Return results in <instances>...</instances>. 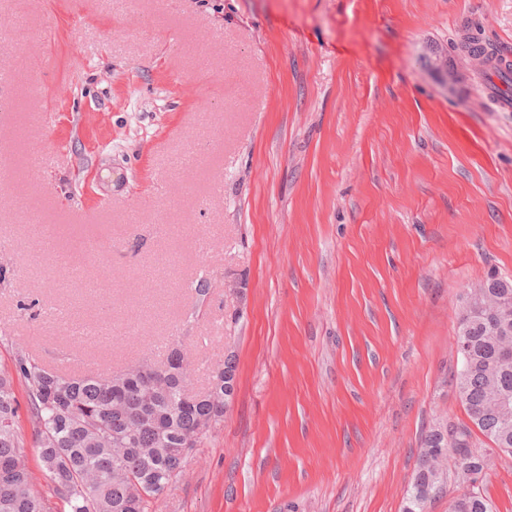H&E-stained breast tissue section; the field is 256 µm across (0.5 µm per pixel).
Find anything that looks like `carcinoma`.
<instances>
[{
	"label": "carcinoma",
	"mask_w": 512,
	"mask_h": 512,
	"mask_svg": "<svg viewBox=\"0 0 512 512\" xmlns=\"http://www.w3.org/2000/svg\"><path fill=\"white\" fill-rule=\"evenodd\" d=\"M484 291L512 296V281L492 275ZM488 332L486 320L460 316L456 339L469 343L471 355L453 379L473 423L453 429L462 441L456 451L463 457L473 454L472 430L491 438L500 428L486 405L488 385L495 382L512 392V361L494 377L484 373L494 353ZM180 357L174 347L166 362L146 377L132 368L102 377L68 373L24 347L14 349L11 366L0 368V512H49L47 499L33 490L35 475L25 463L17 379L26 385L27 419L41 472L67 512H152L153 500L178 476L190 451L223 420L232 399L224 392V376L236 379L234 361L228 358L215 382L205 392L193 393L190 372L179 371ZM446 447L448 432L425 436L405 512H425L431 500L428 480L436 467L445 466L443 459H428L429 450ZM451 508L490 512L480 496H459Z\"/></svg>",
	"instance_id": "obj_1"
}]
</instances>
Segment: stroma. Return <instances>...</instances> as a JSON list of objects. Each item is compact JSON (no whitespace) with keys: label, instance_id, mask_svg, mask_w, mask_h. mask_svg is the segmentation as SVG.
Returning <instances> with one entry per match:
<instances>
[{"label":"stroma","instance_id":"35a3bbf8","mask_svg":"<svg viewBox=\"0 0 512 512\" xmlns=\"http://www.w3.org/2000/svg\"><path fill=\"white\" fill-rule=\"evenodd\" d=\"M475 39L512 53V0H0V366L233 355L154 512H404L468 420L465 294L512 279ZM476 490L512 512V454ZM430 448H448V431H430L424 438L420 449L418 468L414 477L412 494L409 498L405 512H425L426 504L432 498L429 497L428 480L433 477V470L441 466L445 468L447 454L441 460L427 458Z\"/></svg>","mask_w":512,"mask_h":512}]
</instances>
